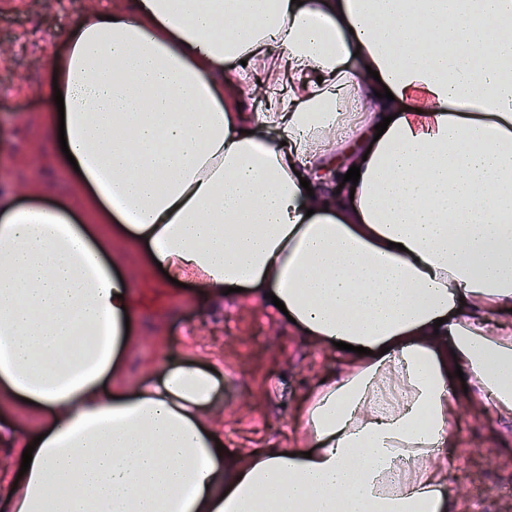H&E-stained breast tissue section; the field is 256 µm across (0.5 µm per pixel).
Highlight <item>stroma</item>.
I'll return each mask as SVG.
<instances>
[{
  "label": "stroma",
  "instance_id": "obj_1",
  "mask_svg": "<svg viewBox=\"0 0 512 512\" xmlns=\"http://www.w3.org/2000/svg\"><path fill=\"white\" fill-rule=\"evenodd\" d=\"M91 6L92 0H0V187L11 186L18 204L78 201L70 174L51 167L54 146L40 125L52 60L67 52V33ZM120 272L136 309L125 383L140 382L162 362L206 356L224 369L225 456L291 447L300 401L340 371L339 356L250 292L225 295L216 309L197 288L169 283L135 255ZM449 427L448 452L439 460L448 471L449 512H512V420L477 400L463 403Z\"/></svg>",
  "mask_w": 512,
  "mask_h": 512
}]
</instances>
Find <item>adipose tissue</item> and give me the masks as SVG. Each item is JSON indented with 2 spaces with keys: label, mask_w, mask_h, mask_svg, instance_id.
<instances>
[{
  "label": "adipose tissue",
  "mask_w": 512,
  "mask_h": 512,
  "mask_svg": "<svg viewBox=\"0 0 512 512\" xmlns=\"http://www.w3.org/2000/svg\"><path fill=\"white\" fill-rule=\"evenodd\" d=\"M67 40L46 130L80 210L0 195V400L25 416L0 426V500L448 512L449 375L512 418V327L490 324L512 309V0H131ZM128 249L210 303L271 292L321 346L351 344L292 451L219 457L205 364L125 384Z\"/></svg>",
  "instance_id": "1"
}]
</instances>
